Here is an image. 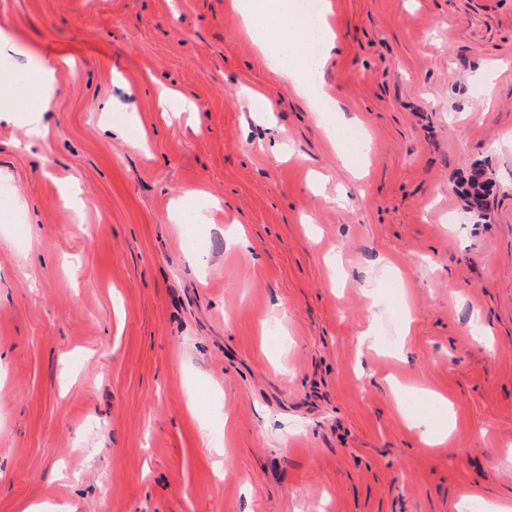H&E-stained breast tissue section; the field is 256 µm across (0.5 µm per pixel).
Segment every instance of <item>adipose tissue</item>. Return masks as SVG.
<instances>
[{
	"label": "adipose tissue",
	"mask_w": 512,
	"mask_h": 512,
	"mask_svg": "<svg viewBox=\"0 0 512 512\" xmlns=\"http://www.w3.org/2000/svg\"><path fill=\"white\" fill-rule=\"evenodd\" d=\"M245 35L258 48L271 71L303 96L310 111L331 106L314 83V71L324 68L336 49V36L327 21L318 27L322 53L317 63L307 56L308 31L304 0H235ZM56 70L47 63L22 72H0V112L11 113L26 135L40 133V115L56 89Z\"/></svg>",
	"instance_id": "obj_1"
}]
</instances>
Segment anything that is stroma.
Returning <instances> with one entry per match:
<instances>
[{
  "mask_svg": "<svg viewBox=\"0 0 512 512\" xmlns=\"http://www.w3.org/2000/svg\"><path fill=\"white\" fill-rule=\"evenodd\" d=\"M330 2L358 181L231 0H0V66L58 67L41 138L0 112V512L512 508V0Z\"/></svg>",
  "mask_w": 512,
  "mask_h": 512,
  "instance_id": "stroma-1",
  "label": "stroma"
}]
</instances>
